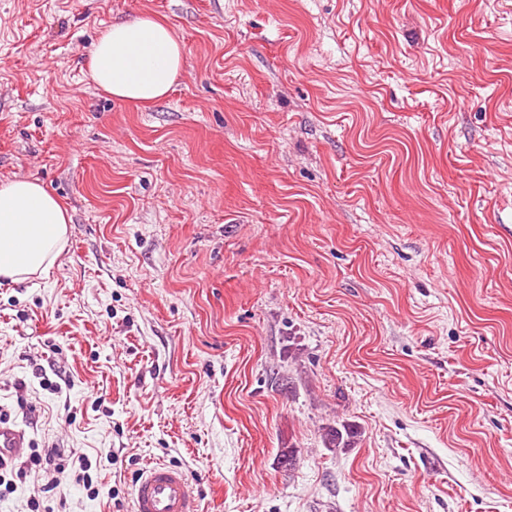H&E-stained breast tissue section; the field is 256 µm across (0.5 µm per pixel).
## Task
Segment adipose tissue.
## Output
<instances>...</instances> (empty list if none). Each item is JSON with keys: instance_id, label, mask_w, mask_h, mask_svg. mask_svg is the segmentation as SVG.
Listing matches in <instances>:
<instances>
[{"instance_id": "1", "label": "adipose tissue", "mask_w": 512, "mask_h": 512, "mask_svg": "<svg viewBox=\"0 0 512 512\" xmlns=\"http://www.w3.org/2000/svg\"><path fill=\"white\" fill-rule=\"evenodd\" d=\"M92 81L114 99L154 103L184 72V50L172 28L140 12L112 22L94 43ZM71 217L39 181L0 180V280L46 275L59 258Z\"/></svg>"}]
</instances>
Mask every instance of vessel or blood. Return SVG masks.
I'll return each instance as SVG.
<instances>
[{"label": "vessel or blood", "instance_id": "1", "mask_svg": "<svg viewBox=\"0 0 512 512\" xmlns=\"http://www.w3.org/2000/svg\"><path fill=\"white\" fill-rule=\"evenodd\" d=\"M25 434L0 421V454L20 458ZM133 512H199L198 495L186 473L156 464L146 468L133 489Z\"/></svg>", "mask_w": 512, "mask_h": 512}]
</instances>
